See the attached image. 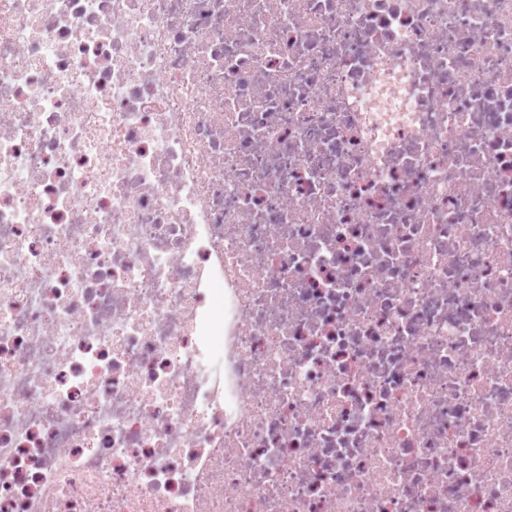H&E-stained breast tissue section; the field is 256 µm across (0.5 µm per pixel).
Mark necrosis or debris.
<instances>
[{
	"label": "necrosis or debris",
	"instance_id": "necrosis-or-debris-1",
	"mask_svg": "<svg viewBox=\"0 0 512 512\" xmlns=\"http://www.w3.org/2000/svg\"><path fill=\"white\" fill-rule=\"evenodd\" d=\"M0 512H512V0H0Z\"/></svg>",
	"mask_w": 512,
	"mask_h": 512
}]
</instances>
